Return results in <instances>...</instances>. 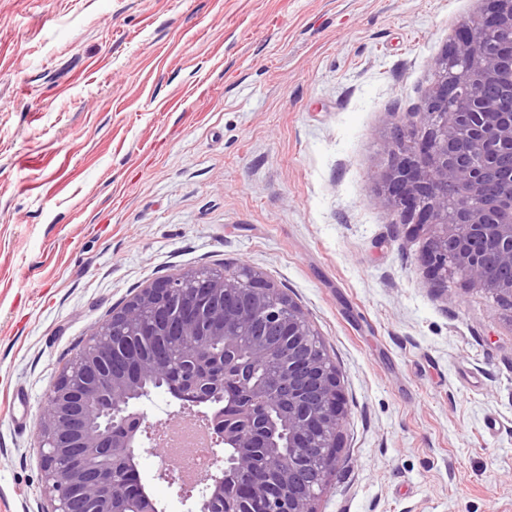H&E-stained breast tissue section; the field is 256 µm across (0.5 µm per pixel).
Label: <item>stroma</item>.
Listing matches in <instances>:
<instances>
[{"label": "stroma", "instance_id": "35a3bbf8", "mask_svg": "<svg viewBox=\"0 0 512 512\" xmlns=\"http://www.w3.org/2000/svg\"><path fill=\"white\" fill-rule=\"evenodd\" d=\"M484 0H0V512H40L37 426L113 308L202 267L302 308L347 417L318 512H512V312L387 207ZM164 512H188L158 459Z\"/></svg>", "mask_w": 512, "mask_h": 512}]
</instances>
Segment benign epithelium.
I'll list each match as a JSON object with an SVG mask.
<instances>
[{
    "label": "benign epithelium",
    "mask_w": 512,
    "mask_h": 512,
    "mask_svg": "<svg viewBox=\"0 0 512 512\" xmlns=\"http://www.w3.org/2000/svg\"><path fill=\"white\" fill-rule=\"evenodd\" d=\"M512 0H491L440 59L419 129L385 143L377 184L401 223L430 230L424 261L438 289L448 273L512 311V89L481 91L512 57ZM164 379L179 401L232 399L204 422L212 461L183 494L190 512H317L346 416L336 365L301 308L261 272L196 269L151 283L99 325L46 393L37 431L44 512H162L142 483L144 440L158 426L138 408Z\"/></svg>",
    "instance_id": "obj_1"
}]
</instances>
